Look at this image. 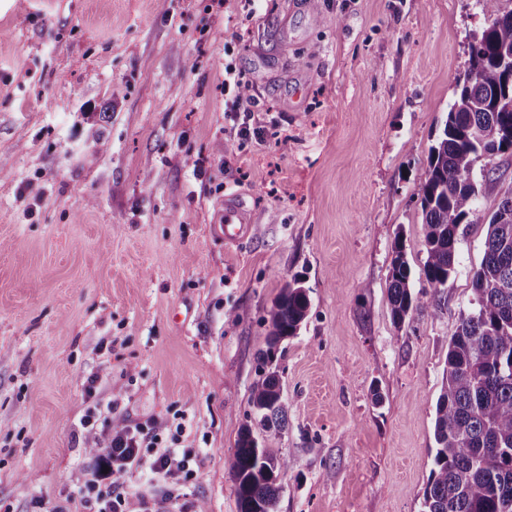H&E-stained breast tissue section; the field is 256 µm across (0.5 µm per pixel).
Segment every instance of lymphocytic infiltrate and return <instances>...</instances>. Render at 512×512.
<instances>
[{
	"label": "lymphocytic infiltrate",
	"instance_id": "obj_1",
	"mask_svg": "<svg viewBox=\"0 0 512 512\" xmlns=\"http://www.w3.org/2000/svg\"><path fill=\"white\" fill-rule=\"evenodd\" d=\"M235 51L233 45L224 47V118L230 123V134L250 141L260 135L255 114L262 111L263 105L237 68L233 60ZM179 438V432L163 434L149 421L110 429L101 437L96 450L97 470L78 474L75 479L74 487L84 512H167V504L181 497L183 487L195 475L191 453L179 454L174 449ZM135 462L164 479L155 507L143 504L132 508L123 489L121 472Z\"/></svg>",
	"mask_w": 512,
	"mask_h": 512
}]
</instances>
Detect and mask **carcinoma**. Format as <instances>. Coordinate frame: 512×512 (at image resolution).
<instances>
[{
    "label": "carcinoma",
    "mask_w": 512,
    "mask_h": 512,
    "mask_svg": "<svg viewBox=\"0 0 512 512\" xmlns=\"http://www.w3.org/2000/svg\"><path fill=\"white\" fill-rule=\"evenodd\" d=\"M487 25L470 45L469 66L457 80L455 99L426 166L419 174L431 297L413 295L402 241L389 268V303L396 325L414 311H441L454 272L461 226L482 220L477 202L483 184L475 163L512 151V76L500 59L512 54V11L499 0H479ZM474 307L460 313L448 342L446 378L436 402L434 468L422 512H512V197L487 219L484 255L472 276ZM310 300L299 282L287 283L271 309L259 378L250 403L261 427H281L287 411L274 358L297 335ZM239 512H277L279 478L287 468L270 448L259 447L250 425L225 460Z\"/></svg>",
    "instance_id": "cac0c4a2"
}]
</instances>
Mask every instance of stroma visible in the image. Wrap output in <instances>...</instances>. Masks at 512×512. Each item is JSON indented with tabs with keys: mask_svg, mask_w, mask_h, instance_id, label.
I'll return each instance as SVG.
<instances>
[{
	"mask_svg": "<svg viewBox=\"0 0 512 512\" xmlns=\"http://www.w3.org/2000/svg\"><path fill=\"white\" fill-rule=\"evenodd\" d=\"M487 24L478 0H0V512H80L81 420L183 424L185 507L238 512L241 428L287 462L277 512H421L448 341L486 225L438 316L392 319L402 240L426 252L418 175ZM262 142L224 130V45ZM485 217L512 195V153ZM253 213L228 245L225 196ZM310 307L277 364L284 428L254 422L269 311Z\"/></svg>",
	"mask_w": 512,
	"mask_h": 512,
	"instance_id": "stroma-1",
	"label": "stroma"
}]
</instances>
